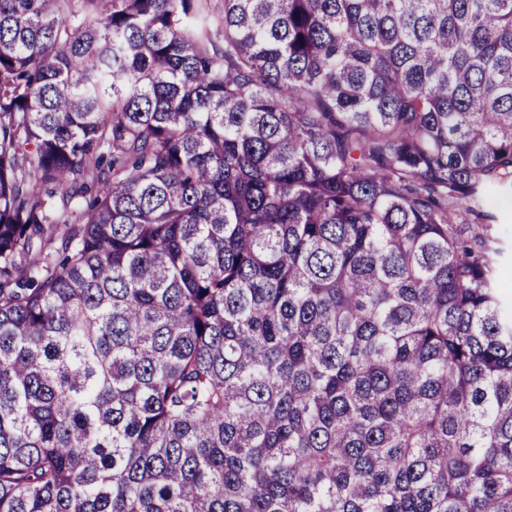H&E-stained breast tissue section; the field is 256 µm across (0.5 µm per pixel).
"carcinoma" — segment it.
<instances>
[{"label": "carcinoma", "instance_id": "obj_1", "mask_svg": "<svg viewBox=\"0 0 512 512\" xmlns=\"http://www.w3.org/2000/svg\"><path fill=\"white\" fill-rule=\"evenodd\" d=\"M0 0V512H512V0ZM485 210L493 215V233L500 238V245L506 254L500 262L505 268L502 279L501 292L507 301H512V195L500 193L486 204Z\"/></svg>", "mask_w": 512, "mask_h": 512}]
</instances>
